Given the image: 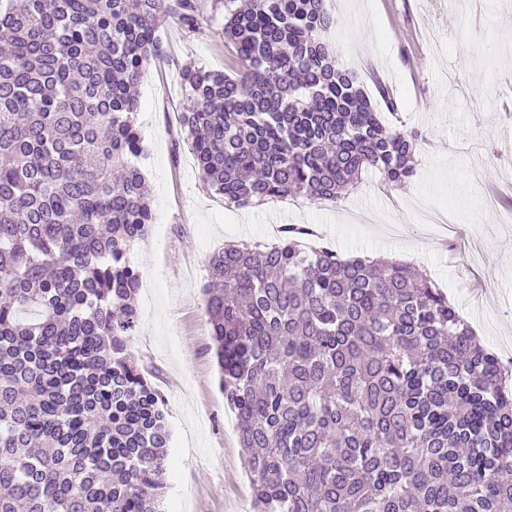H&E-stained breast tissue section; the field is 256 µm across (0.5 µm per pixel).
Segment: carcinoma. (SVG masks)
<instances>
[{"label":"carcinoma","instance_id":"cac0c4a2","mask_svg":"<svg viewBox=\"0 0 512 512\" xmlns=\"http://www.w3.org/2000/svg\"><path fill=\"white\" fill-rule=\"evenodd\" d=\"M230 71L186 65L181 123L238 207L415 175L325 41V0H223ZM196 0H0V512H161L170 432L132 353L153 221L134 89ZM214 254L205 313L252 512H512V371L419 268Z\"/></svg>","mask_w":512,"mask_h":512}]
</instances>
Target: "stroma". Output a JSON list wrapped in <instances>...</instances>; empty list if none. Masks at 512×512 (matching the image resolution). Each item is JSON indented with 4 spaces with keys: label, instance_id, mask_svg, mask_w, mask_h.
I'll return each instance as SVG.
<instances>
[{
    "label": "stroma",
    "instance_id": "stroma-1",
    "mask_svg": "<svg viewBox=\"0 0 512 512\" xmlns=\"http://www.w3.org/2000/svg\"><path fill=\"white\" fill-rule=\"evenodd\" d=\"M205 22L161 20L162 53L138 87L153 222L127 258L140 272L134 351L156 366L171 433L164 512H251L236 417L217 384L203 288L213 253L267 244L275 224L313 229L307 246L340 256L405 251L449 294L481 343L512 351V0H326V39L368 94L384 83L385 124L421 134L416 174L397 188L366 173L340 201L303 197L225 205L204 186L179 121L187 64L227 62L224 9L197 0Z\"/></svg>",
    "mask_w": 512,
    "mask_h": 512
}]
</instances>
